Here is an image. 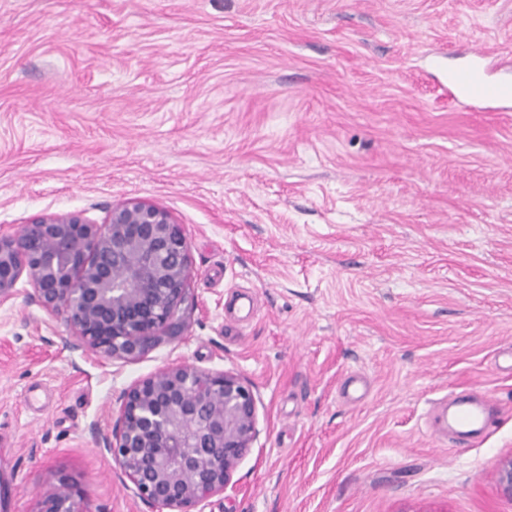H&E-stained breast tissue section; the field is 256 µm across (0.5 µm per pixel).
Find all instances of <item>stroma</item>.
<instances>
[{
  "label": "stroma",
  "mask_w": 512,
  "mask_h": 512,
  "mask_svg": "<svg viewBox=\"0 0 512 512\" xmlns=\"http://www.w3.org/2000/svg\"><path fill=\"white\" fill-rule=\"evenodd\" d=\"M475 48L512 75V0H0V230L138 199L190 263L136 361L66 349L27 282L0 306V512H155L98 436L176 363L256 399L201 512H512V104L449 94ZM448 404L454 406L453 424L462 437L474 440L487 433L491 419L480 405H475L459 396L448 400ZM43 510L40 512H85L84 495L78 489L66 484L46 490L43 493Z\"/></svg>",
  "instance_id": "stroma-1"
}]
</instances>
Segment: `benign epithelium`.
<instances>
[{
	"instance_id": "benign-epithelium-1",
	"label": "benign epithelium",
	"mask_w": 512,
	"mask_h": 512,
	"mask_svg": "<svg viewBox=\"0 0 512 512\" xmlns=\"http://www.w3.org/2000/svg\"><path fill=\"white\" fill-rule=\"evenodd\" d=\"M188 275L182 228L144 201L120 202L100 223L50 213L0 232V306L26 280L47 315L64 318L65 347L85 356L134 361L183 336ZM119 401L104 450L157 512H194L224 492L257 436L253 389L233 372L166 366ZM498 482L512 501V459ZM41 512H85L84 495L63 483L43 493Z\"/></svg>"
}]
</instances>
